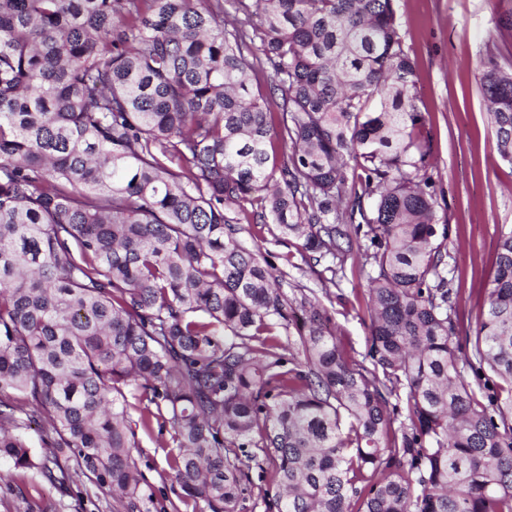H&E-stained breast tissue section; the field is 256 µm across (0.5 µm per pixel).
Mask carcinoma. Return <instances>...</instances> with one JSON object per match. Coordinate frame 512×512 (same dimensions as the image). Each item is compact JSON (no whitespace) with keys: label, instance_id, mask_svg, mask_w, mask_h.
Masks as SVG:
<instances>
[{"label":"carcinoma","instance_id":"1","mask_svg":"<svg viewBox=\"0 0 512 512\" xmlns=\"http://www.w3.org/2000/svg\"><path fill=\"white\" fill-rule=\"evenodd\" d=\"M495 2L480 85L512 162ZM236 4L229 29L223 0H0V460L141 512L156 426L192 512H242L255 467L264 512H512V230L464 353L394 0ZM229 204L311 267L363 235L365 361Z\"/></svg>","mask_w":512,"mask_h":512}]
</instances>
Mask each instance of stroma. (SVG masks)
Here are the masks:
<instances>
[{
	"label": "stroma",
	"instance_id": "35a3bbf8",
	"mask_svg": "<svg viewBox=\"0 0 512 512\" xmlns=\"http://www.w3.org/2000/svg\"><path fill=\"white\" fill-rule=\"evenodd\" d=\"M403 49L414 65L416 105L431 133L428 169L437 192V219L448 227V286L457 334L472 337L487 309L499 236L512 228V164L499 152L481 93L480 62L499 40L495 0H395ZM361 258L348 260L336 282L318 269L292 270L289 296L328 292L332 327L346 354L362 360L370 321ZM134 452L148 512H185L168 473L158 433L138 432ZM0 512H125L122 502L85 477L59 493L38 470L16 472L0 462Z\"/></svg>",
	"mask_w": 512,
	"mask_h": 512
}]
</instances>
